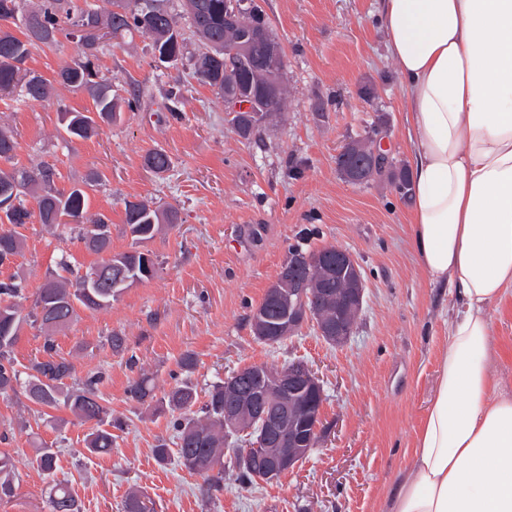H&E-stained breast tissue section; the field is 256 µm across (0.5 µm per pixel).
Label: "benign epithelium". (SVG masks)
<instances>
[{
  "instance_id": "1",
  "label": "benign epithelium",
  "mask_w": 512,
  "mask_h": 512,
  "mask_svg": "<svg viewBox=\"0 0 512 512\" xmlns=\"http://www.w3.org/2000/svg\"><path fill=\"white\" fill-rule=\"evenodd\" d=\"M251 7L250 0H226L224 3V32L236 30L245 21L251 29L250 41L226 42L224 54L243 57L250 54L253 46H263L266 57L258 61L257 67L263 69L265 78L257 92L252 81L234 80L229 73H224V102L226 111L233 115L247 112L252 125L259 126L274 115V109L267 104L280 95L286 61L269 26L251 21ZM312 262L324 280L339 276L349 282V288L336 304V318L326 321L316 315L317 303L333 299L331 289L308 287L307 277L300 275L302 266L289 257L267 289L270 299L284 306L279 325L269 327L263 316L254 320V332L263 341L275 345L308 321L313 322L319 335L330 343H343L352 335L353 318L360 314L365 295L358 262L349 251L341 248L336 250L334 261L317 251ZM254 373L258 374L257 385L241 389L242 381ZM224 385L237 389L236 395L224 402L225 451L232 453L234 464L257 471L256 479L279 480L318 445L320 411L310 413L312 425L307 434L303 433L305 422L299 413L309 395L323 403V387L306 364L292 362L285 369L264 365L242 367L225 378Z\"/></svg>"
}]
</instances>
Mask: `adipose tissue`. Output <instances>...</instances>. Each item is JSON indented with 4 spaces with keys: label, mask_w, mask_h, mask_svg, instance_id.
I'll list each match as a JSON object with an SVG mask.
<instances>
[{
    "label": "adipose tissue",
    "mask_w": 512,
    "mask_h": 512,
    "mask_svg": "<svg viewBox=\"0 0 512 512\" xmlns=\"http://www.w3.org/2000/svg\"><path fill=\"white\" fill-rule=\"evenodd\" d=\"M404 88L409 224L456 312L388 512H512V395L490 311L512 291V0H378Z\"/></svg>",
    "instance_id": "obj_1"
}]
</instances>
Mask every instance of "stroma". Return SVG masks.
Listing matches in <instances>:
<instances>
[{
    "mask_svg": "<svg viewBox=\"0 0 512 512\" xmlns=\"http://www.w3.org/2000/svg\"><path fill=\"white\" fill-rule=\"evenodd\" d=\"M254 2L287 59L286 106L259 139L244 140L228 124L223 100L194 77L190 61L158 66L149 39L139 34L110 46L97 65L117 94L139 87L141 106L123 110L89 138L66 142L59 135V104L78 112L91 108L86 94L56 82L79 52L75 43L31 53L29 68L54 84L48 100L33 106L15 93L0 96V127L15 135L19 165L53 164L55 185L65 191L90 172L100 174L88 211L109 218L112 252L137 246L125 226V201L148 199L179 211L178 224L145 244L161 263L157 275L125 289L109 308L79 311L55 336L76 377L106 374L102 395L125 423L111 453L85 455L90 427L67 409L0 396V433L9 435L0 440V453L12 456L19 474L16 495L0 502V512H50L48 492L56 481L73 488L81 512H124L133 486L146 491L159 512H383L411 460L422 412L435 392L437 354L448 339L454 298L420 266L408 202L383 181L351 184L336 167L342 146L368 132L381 112L393 157L410 163L404 91L376 0ZM367 85L375 97H364ZM174 88L179 98L171 112L167 92ZM155 149L171 158L160 177L143 165ZM23 234L24 249L0 267V281L21 280L28 293L60 261L82 270L99 260L40 222L25 225ZM292 245L308 252L335 245L357 259L365 302L346 343H328L310 324L278 345L255 339L250 315ZM491 317L495 346L509 351L493 375L511 393L512 293ZM112 331L125 336V352L106 344ZM187 351L197 357L191 379L203 390L244 366L308 363L324 389L319 447L272 483L247 484L225 469L223 490L203 498L199 476L174 460L159 464L153 455L159 441L173 437L170 414H152L128 394L142 373L153 378L156 395L170 390ZM42 444L60 450L50 477L32 464Z\"/></svg>",
    "mask_w": 512,
    "mask_h": 512,
    "instance_id": "1",
    "label": "stroma"
}]
</instances>
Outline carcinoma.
<instances>
[{
  "instance_id": "1",
  "label": "carcinoma",
  "mask_w": 512,
  "mask_h": 512,
  "mask_svg": "<svg viewBox=\"0 0 512 512\" xmlns=\"http://www.w3.org/2000/svg\"><path fill=\"white\" fill-rule=\"evenodd\" d=\"M194 10L181 4L182 13L189 21L191 35L197 48L187 51L186 38L178 28L177 15L165 0L162 13H155L151 0H112L113 9L101 12L90 3L81 5L75 0H40L30 8L27 0H0V93L19 92L25 100L36 104L50 97L53 86L35 71L26 67L31 49L40 45L54 46L59 38L74 40L75 30L84 25H95L104 30V36L123 39L135 32L148 37L151 50L168 49L173 55L172 63L185 55L195 61L197 79L224 95V0H194ZM20 24L25 39L16 37L9 25ZM80 54L57 74V83L70 91L85 93L93 104V115L82 112H64L68 116L62 125L68 137L85 139L97 128L96 119L110 123L121 115V104L129 109L140 105V91L132 89L130 97L121 100L112 94V84L99 75L96 66L102 42H78ZM17 141L13 134L0 129V162L9 169L0 168V182H8L15 195L13 203L6 209L8 226L0 223V266L5 260L19 255L24 246V235L20 229L38 217L48 227H58L63 217L71 219L70 239L76 240L97 254H108L102 262L91 269L112 267L114 254L110 251L111 236H90L84 220L87 213L88 195L84 190L69 193L59 192L54 187L55 167L44 163L28 169L18 165ZM346 149L352 152L348 164L365 173L366 181L383 178L393 186L395 192L405 199L409 192V175L404 167L384 160L372 165L366 159L363 139H354ZM144 164L160 175L169 170L171 158L166 151L154 150L144 157ZM34 200L35 208L26 204V197ZM178 220L172 207L155 205L145 200L125 202V224L130 227L134 239L140 242L153 239L165 226ZM121 265L130 284L153 278L159 269L156 257L138 250L120 253ZM121 289L84 288L82 275L61 263V272L49 274L38 291L29 297L22 282L13 278L0 282V387L9 386L12 393L24 386L25 398L33 404L63 406L82 423H94L84 439L85 449L94 455L107 454L112 450L114 429H122L123 421L112 418V412L102 404L100 385L104 374L101 371L88 373L84 379L68 387L64 380L71 377L74 365L57 355L52 333L66 326L77 317V309L98 311L112 305V300ZM262 313L273 325L281 314L279 305L264 297L254 313ZM29 325L44 334L43 357L29 362L27 381H21L22 372L17 368L13 348L24 326ZM197 365L195 354L187 352L179 360L181 374L186 376L179 384L156 398L153 379L146 373L133 381L129 388L131 399L141 403H158L174 414L173 444L160 442L153 448L156 461L166 464L171 459L189 473L203 478L202 495L210 497L222 488L224 480V401L230 399L234 390L224 388L218 382L205 392L206 400L199 401L197 387L188 379ZM34 463L47 476L53 475L57 467L55 449L43 446L35 449ZM19 483L13 458L0 453V501L14 497ZM143 492L133 488L128 492L124 512H150L142 500ZM50 512H81V507L71 487L63 482L55 483L49 492Z\"/></svg>"
}]
</instances>
